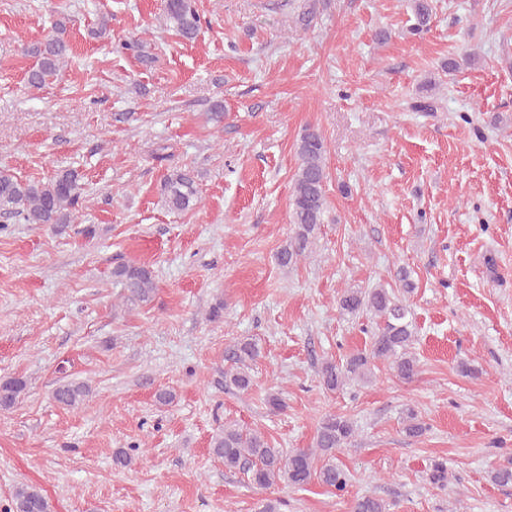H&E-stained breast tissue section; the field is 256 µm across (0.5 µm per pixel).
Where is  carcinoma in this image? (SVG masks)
<instances>
[{"label":"carcinoma","mask_w":512,"mask_h":512,"mask_svg":"<svg viewBox=\"0 0 512 512\" xmlns=\"http://www.w3.org/2000/svg\"><path fill=\"white\" fill-rule=\"evenodd\" d=\"M411 8L414 31L429 29L433 15L431 0H412ZM161 17L167 30L187 41L195 40L202 26L194 0H164ZM25 51L37 58L36 65L27 72V84L38 90L58 76L68 62L66 22L56 23L52 35ZM296 152L298 168L290 199L293 229L277 253L278 264L283 268L296 266L312 251L327 209L329 172L324 139L316 129L308 127L297 142ZM162 192L174 212L190 211L199 203L195 174L187 168L168 171ZM81 200L83 187L79 173L73 169L59 170L45 182L24 181L0 169V217L18 224H72ZM112 277L124 289L127 300L139 303L152 300L156 284L149 266L122 263L113 267ZM338 305L341 314L347 317L372 314L382 320V325L371 336L368 348L341 362L330 358L321 363L318 376L325 390L334 392L351 382H370L378 361L388 363L402 380L411 381L418 375L419 361L412 351L416 336L413 316L393 290L383 286L346 288ZM260 356L261 349L254 341H238L229 346L225 360L231 363V368L224 372L226 386L238 391L251 388L252 364ZM26 387V381L21 378L0 381V410L11 409ZM89 392L88 384L72 380L60 384L53 391V399L66 409H75ZM403 430L407 436L418 438L425 434L427 425L409 409L403 417ZM355 435L350 417L328 413L318 422L312 447L307 449L276 448L262 433L236 423L224 424L211 437L210 448L225 469L243 471L250 483L261 489L281 483L300 486L315 479L342 492L348 485V475L333 461L334 452L350 444ZM3 512H50V509L39 491L22 485L14 490L11 504ZM352 512H389V505L381 498L363 496L355 500Z\"/></svg>","instance_id":"obj_1"}]
</instances>
